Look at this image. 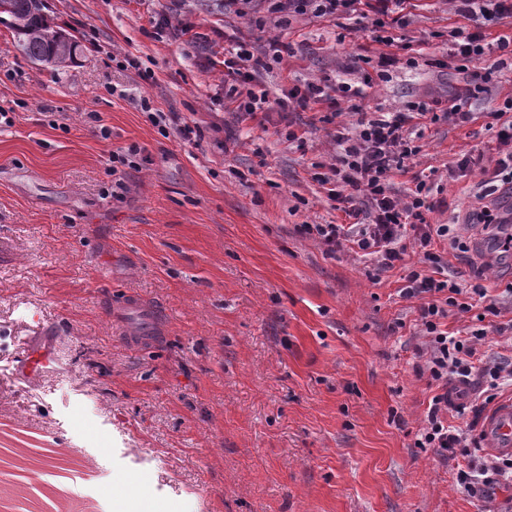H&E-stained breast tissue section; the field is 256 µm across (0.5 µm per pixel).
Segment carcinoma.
<instances>
[{
	"label": "carcinoma",
	"instance_id": "1",
	"mask_svg": "<svg viewBox=\"0 0 512 512\" xmlns=\"http://www.w3.org/2000/svg\"><path fill=\"white\" fill-rule=\"evenodd\" d=\"M1 22L18 35L21 50L31 62L58 68L72 59L76 42L51 30L43 0H0Z\"/></svg>",
	"mask_w": 512,
	"mask_h": 512
}]
</instances>
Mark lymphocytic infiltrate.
<instances>
[{"mask_svg": "<svg viewBox=\"0 0 512 512\" xmlns=\"http://www.w3.org/2000/svg\"><path fill=\"white\" fill-rule=\"evenodd\" d=\"M407 0H276L273 10L280 14H311L318 18L339 14L368 16L384 44H392L388 32L399 23ZM455 11L463 22L452 28L450 36L454 54L460 62L484 60L496 51L511 46L506 40L489 42L482 21L512 18V0H456ZM280 59L279 52L262 57L237 47L224 55V104L233 111L251 116L264 111L268 94L260 87L261 72L270 70ZM361 88L329 79L294 85L280 111L289 106L303 109L315 105L335 106L338 98L362 96ZM458 96L432 100L414 106L409 112H384L372 119H360L355 127L338 126V150L331 164L334 186L329 193L347 218L343 224H309L305 230L319 238L328 251L349 247L372 257L378 270L386 271L403 261L405 234H412L420 255L421 269L411 271L402 290L404 297L418 299L419 320L424 343L420 353L425 358L423 372L428 373L438 392L430 403L425 426L416 441L417 447L439 449L443 458L463 456L464 467L457 470V481L468 490L512 479V458L483 457L474 426L464 428L448 422V382L477 379L483 391L512 386V358H488L479 355L477 345L486 332L477 328L462 338L449 335L443 327L450 311H470L471 303L453 273L447 272L438 242L446 241L465 248L453 224L427 223L430 211L429 187L417 183L408 201L398 200L390 183L392 171L402 169L417 147L412 138L415 124L447 121L453 125L469 122Z\"/></svg>", "mask_w": 512, "mask_h": 512, "instance_id": "obj_1", "label": "lymphocytic infiltrate"}]
</instances>
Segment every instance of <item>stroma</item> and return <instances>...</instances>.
I'll return each instance as SVG.
<instances>
[{"label": "stroma", "instance_id": "stroma-1", "mask_svg": "<svg viewBox=\"0 0 512 512\" xmlns=\"http://www.w3.org/2000/svg\"><path fill=\"white\" fill-rule=\"evenodd\" d=\"M43 3L78 44L64 68L29 61L0 24V107L12 112L0 127V512H118L116 487L132 512H512V486L467 491L456 461L415 444L435 393L419 371V302L399 293L417 253L379 274L301 230L344 221L319 181L337 126L408 111L483 70L460 72L450 52L451 0H416L390 47L370 20L285 18L271 0L244 14L224 0ZM160 16L167 29L153 27ZM189 25L200 40L187 42ZM273 39L290 51L263 76L270 100L329 76L363 96L332 124L323 106L285 123L239 118L224 107V50ZM420 49L428 63L410 66ZM385 51L398 62L383 77ZM127 55L137 67L120 68ZM495 58L486 91L462 101L471 121L423 127L392 180L400 196L435 186L428 222L461 223L468 251L440 250L462 287L485 270V298L449 312V332L484 314L479 351L507 357L512 335L497 328L512 322V264L472 221L512 209V192L477 194L499 151L493 113L512 98V51ZM142 96L164 122L137 108ZM183 121L202 138L183 139ZM132 145L139 164L113 172ZM465 154L478 163L458 169ZM134 298L160 318L137 348L113 318ZM34 346L53 359L31 379L20 363Z\"/></svg>", "mask_w": 512, "mask_h": 512}]
</instances>
